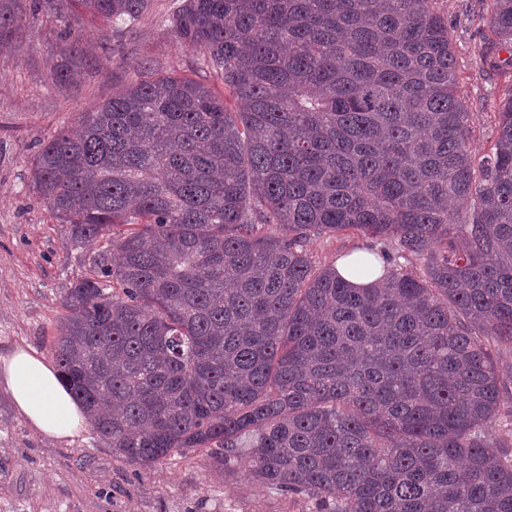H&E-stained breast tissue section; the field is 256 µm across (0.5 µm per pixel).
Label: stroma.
<instances>
[{"mask_svg": "<svg viewBox=\"0 0 512 512\" xmlns=\"http://www.w3.org/2000/svg\"><path fill=\"white\" fill-rule=\"evenodd\" d=\"M181 0H152L136 28L82 23L99 65L77 85L52 83L61 21L26 24L20 44L0 51V353L32 348L53 360L66 288L89 274L93 250L69 243L34 189L35 157L59 130L134 80L136 66L201 78L193 51L164 20ZM454 29L459 94L472 112L476 155L495 139L494 105L506 82L504 58L489 52L479 0H439ZM303 494L248 481L246 465L217 469L187 450L140 468L112 454L92 431L67 441L43 437L0 387V512H319Z\"/></svg>", "mask_w": 512, "mask_h": 512, "instance_id": "1", "label": "stroma"}]
</instances>
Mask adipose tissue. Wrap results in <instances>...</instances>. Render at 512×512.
Wrapping results in <instances>:
<instances>
[{
  "label": "adipose tissue",
  "mask_w": 512,
  "mask_h": 512,
  "mask_svg": "<svg viewBox=\"0 0 512 512\" xmlns=\"http://www.w3.org/2000/svg\"><path fill=\"white\" fill-rule=\"evenodd\" d=\"M0 384L21 415L44 436L64 441L83 430V412L61 382L55 366L36 351L18 347L0 354Z\"/></svg>",
  "instance_id": "obj_1"
}]
</instances>
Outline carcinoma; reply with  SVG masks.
<instances>
[{
	"label": "carcinoma",
	"instance_id": "obj_1",
	"mask_svg": "<svg viewBox=\"0 0 512 512\" xmlns=\"http://www.w3.org/2000/svg\"><path fill=\"white\" fill-rule=\"evenodd\" d=\"M151 2L0 0V47L36 16L131 29ZM481 2L490 49L512 53V0ZM436 3L183 0L168 28L209 81L140 66L42 148L38 195L95 249L62 296L56 364L125 463L200 449L327 512H512L493 437L512 72L478 160ZM58 37L51 76L70 85L98 61L71 27ZM350 234L381 245L382 284L305 249Z\"/></svg>",
	"mask_w": 512,
	"mask_h": 512
}]
</instances>
